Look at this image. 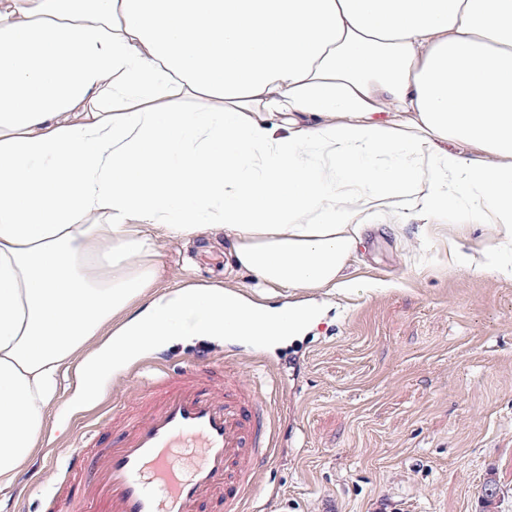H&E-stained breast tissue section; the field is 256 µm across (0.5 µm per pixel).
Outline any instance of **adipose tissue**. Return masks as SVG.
<instances>
[{
  "instance_id": "obj_1",
  "label": "adipose tissue",
  "mask_w": 512,
  "mask_h": 512,
  "mask_svg": "<svg viewBox=\"0 0 512 512\" xmlns=\"http://www.w3.org/2000/svg\"><path fill=\"white\" fill-rule=\"evenodd\" d=\"M456 210L512 279V0H0V493L70 399L190 337L318 312L156 295L157 236L223 234L258 287L346 286L370 220Z\"/></svg>"
}]
</instances>
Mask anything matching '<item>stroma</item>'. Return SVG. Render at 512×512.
I'll return each instance as SVG.
<instances>
[{"instance_id":"1","label":"stroma","mask_w":512,"mask_h":512,"mask_svg":"<svg viewBox=\"0 0 512 512\" xmlns=\"http://www.w3.org/2000/svg\"><path fill=\"white\" fill-rule=\"evenodd\" d=\"M457 242L489 244L480 225L452 212L422 239L412 224L373 223L348 269L353 288L300 295L322 313L305 336L269 350L208 339L165 348L173 370L196 356L232 359L272 407L274 453L243 512H512V280L453 268ZM158 252L167 273L157 291L254 287L223 237H162ZM152 359L114 372L65 432L48 415L0 512H66L87 482L70 458L100 454L124 430L113 410L136 408L156 376ZM490 471L501 487L491 509L482 498Z\"/></svg>"}]
</instances>
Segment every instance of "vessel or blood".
<instances>
[{
  "instance_id": "obj_1",
  "label": "vessel or blood",
  "mask_w": 512,
  "mask_h": 512,
  "mask_svg": "<svg viewBox=\"0 0 512 512\" xmlns=\"http://www.w3.org/2000/svg\"><path fill=\"white\" fill-rule=\"evenodd\" d=\"M141 399L102 458L72 460L91 488L70 512H241L274 447L265 400L204 360L162 372Z\"/></svg>"
}]
</instances>
